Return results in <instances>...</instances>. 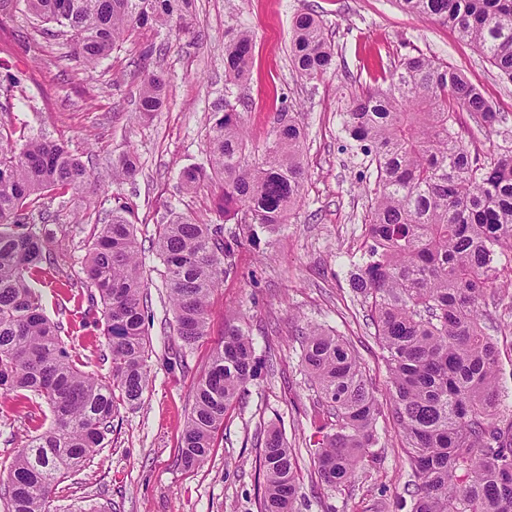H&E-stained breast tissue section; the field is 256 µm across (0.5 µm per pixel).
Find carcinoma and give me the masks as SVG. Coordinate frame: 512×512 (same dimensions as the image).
I'll use <instances>...</instances> for the list:
<instances>
[{
    "mask_svg": "<svg viewBox=\"0 0 512 512\" xmlns=\"http://www.w3.org/2000/svg\"><path fill=\"white\" fill-rule=\"evenodd\" d=\"M194 0H0V17L24 11L67 37L89 70L134 35L153 40L141 53L138 110L166 101L163 73L149 70L162 52L155 38L185 23ZM411 14L456 30L512 81V0H399ZM253 33L232 30L225 48L224 105L216 108L207 164L184 170L186 191L218 185L216 222L179 217L160 224L157 252L175 315L190 347L207 335L210 300L236 273L239 233L225 225L275 231L303 203L305 133L277 113L274 137L258 159L247 156L243 117L232 88L248 76ZM290 57L299 74L332 69L334 50L323 22L293 19ZM493 129L505 120L459 70L424 55H405L393 72L354 96L343 129L375 174L364 224L367 248L349 285L369 309L391 389V415L405 441L415 488L411 512H512V420L500 415L499 360L487 333L497 265L512 255V151L471 157L456 132L462 116ZM137 159L112 163V180L132 177ZM85 165L62 143L13 138L0 128V389L46 404L50 423L33 426L7 466L0 498L7 512H51L58 485L78 472L112 432L116 399L134 403L149 383L145 353L149 306L134 225L118 206L86 240V286L103 307L109 376L84 370L57 324L44 313L36 283L49 238L33 212L41 196L60 197L89 180ZM302 364L315 388L321 439L314 464L322 483L339 490L380 442L381 414L355 349L341 336L311 327L301 333ZM249 335L229 323L195 386L180 441L187 467L203 464L224 417L256 375ZM260 512H297V459L281 430L260 443Z\"/></svg>",
    "mask_w": 512,
    "mask_h": 512,
    "instance_id": "cac0c4a2",
    "label": "carcinoma"
}]
</instances>
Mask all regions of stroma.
Wrapping results in <instances>:
<instances>
[{"instance_id": "1", "label": "stroma", "mask_w": 512, "mask_h": 512, "mask_svg": "<svg viewBox=\"0 0 512 512\" xmlns=\"http://www.w3.org/2000/svg\"><path fill=\"white\" fill-rule=\"evenodd\" d=\"M300 12L323 21L334 47L335 65L319 80L301 78L289 57L292 20ZM239 23L254 34L249 77L238 89L250 142L263 148L280 107L303 126L305 203L278 233L261 230L243 239L236 276L224 279L210 300L207 336L185 348L173 332L156 227L178 215L212 217L216 186L185 192L179 173L205 160L213 109L224 97L227 32ZM32 40L40 42V53L25 51ZM163 41L151 67L168 79L166 104L142 117L135 74L140 40L129 39L86 71L69 47L43 39L25 13L0 20V82L12 74L22 80L12 108L0 111V124L64 143L91 173L84 190L42 200L57 261L50 284L41 287L46 315L60 324L63 339L89 372L109 374L102 308L90 304L81 267L85 239L120 204L136 227L151 305L149 384L140 401L117 404L103 448L59 485L53 512H78L88 503L103 512H258L257 438L273 427L282 429L298 456L300 512H407L411 469L391 417L389 375L367 311L349 286L365 250L371 201L369 174L355 142L341 130L340 114L369 84L370 68L420 52L461 71L505 115L493 133L470 122L458 126L471 154L484 157L512 149V82L454 29L402 11L396 0H195L188 29ZM129 152L137 158L136 175L113 183V161ZM497 285L505 298L489 305L487 314L500 352L503 408L512 414V276H499ZM231 318L248 331L258 372L226 416L207 461L187 468L179 445L194 385ZM311 326L353 345L382 410L377 429L385 445L375 448L374 462L342 490L321 483L306 447L316 412L299 335ZM32 411L14 394L0 392V458L21 450Z\"/></svg>"}]
</instances>
